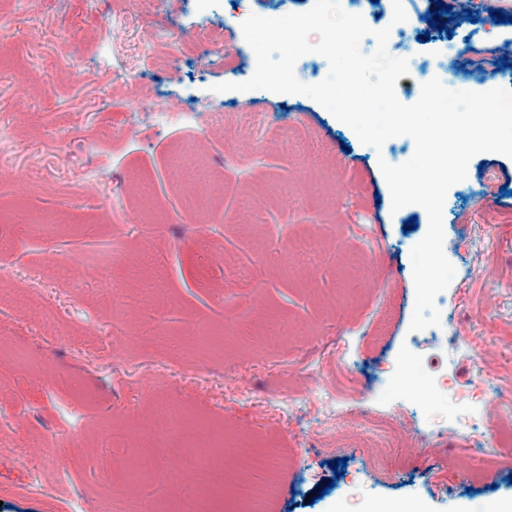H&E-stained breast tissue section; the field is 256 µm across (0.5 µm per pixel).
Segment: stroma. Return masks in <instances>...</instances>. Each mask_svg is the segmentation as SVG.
I'll use <instances>...</instances> for the list:
<instances>
[{
	"label": "stroma",
	"mask_w": 512,
	"mask_h": 512,
	"mask_svg": "<svg viewBox=\"0 0 512 512\" xmlns=\"http://www.w3.org/2000/svg\"><path fill=\"white\" fill-rule=\"evenodd\" d=\"M438 1L445 31L425 22ZM113 2L0 0V512H174L196 487L224 489L218 458L234 448L274 459L250 474L271 488L263 512L512 503V447L492 440L512 427V159L477 154L449 189L456 275L439 325L410 331L428 217L392 211L378 162L402 164L413 140L378 150L306 96L212 90L255 71L248 15L314 0H123L105 52ZM477 3L403 0L405 33L392 0H366V23L390 28L389 53L410 65L402 103L435 77L512 90V68L487 63L512 50V0ZM205 28L214 50L168 58L166 42ZM466 50L485 65L454 70ZM161 99L191 104L196 126L162 125ZM413 352L458 393L482 385L488 406L469 429L431 428L435 407L389 396L391 474L366 464L351 422ZM340 369L353 393L308 404ZM336 459L352 483L335 484ZM34 465L39 495L25 491Z\"/></svg>",
	"instance_id": "35a3bbf8"
}]
</instances>
